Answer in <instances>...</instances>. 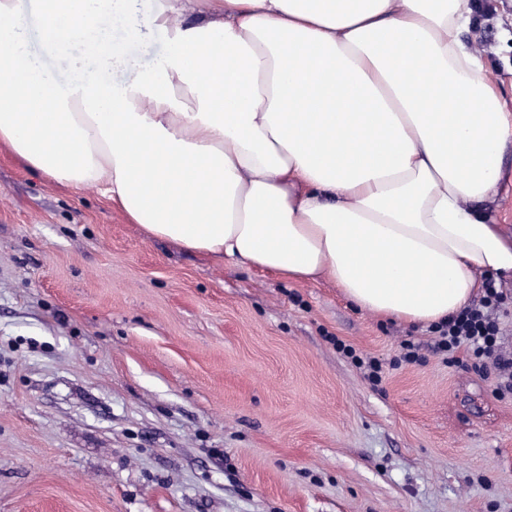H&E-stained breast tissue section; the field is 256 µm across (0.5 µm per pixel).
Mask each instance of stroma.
<instances>
[{"mask_svg":"<svg viewBox=\"0 0 512 512\" xmlns=\"http://www.w3.org/2000/svg\"><path fill=\"white\" fill-rule=\"evenodd\" d=\"M154 4L114 84L168 54ZM462 10L512 113V0ZM436 342L149 237L0 145V512H512V399Z\"/></svg>","mask_w":512,"mask_h":512,"instance_id":"stroma-1","label":"stroma"}]
</instances>
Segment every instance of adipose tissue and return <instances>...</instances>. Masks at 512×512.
I'll return each mask as SVG.
<instances>
[{
  "label": "adipose tissue",
  "mask_w": 512,
  "mask_h": 512,
  "mask_svg": "<svg viewBox=\"0 0 512 512\" xmlns=\"http://www.w3.org/2000/svg\"><path fill=\"white\" fill-rule=\"evenodd\" d=\"M132 6L0 0V145L31 171L99 188L149 236L327 279L374 315L444 322L480 275L512 274L487 210L512 113L460 0H209L194 19L157 0L170 53L116 87ZM32 26L51 67L26 49Z\"/></svg>",
  "instance_id": "obj_1"
}]
</instances>
